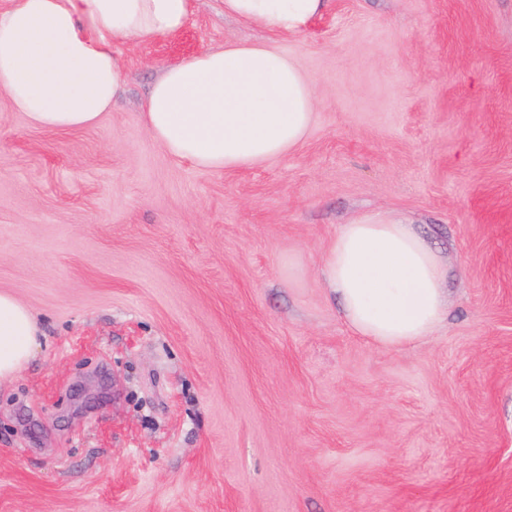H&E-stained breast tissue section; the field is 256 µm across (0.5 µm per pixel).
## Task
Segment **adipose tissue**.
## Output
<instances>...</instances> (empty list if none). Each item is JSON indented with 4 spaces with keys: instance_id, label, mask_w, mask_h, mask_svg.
I'll return each instance as SVG.
<instances>
[{
    "instance_id": "adipose-tissue-1",
    "label": "adipose tissue",
    "mask_w": 512,
    "mask_h": 512,
    "mask_svg": "<svg viewBox=\"0 0 512 512\" xmlns=\"http://www.w3.org/2000/svg\"><path fill=\"white\" fill-rule=\"evenodd\" d=\"M328 0H224L225 15L270 41L225 43L163 66L142 105L150 136L207 170L260 165L296 149L315 118L313 80L275 43L304 33ZM196 0H7L0 6V89L38 129L89 128L111 111L123 72L116 39L137 44L187 26ZM324 272L349 329L378 346L424 343L448 315L445 265L412 225L369 215L340 225ZM31 310L0 293V379L31 359Z\"/></svg>"
}]
</instances>
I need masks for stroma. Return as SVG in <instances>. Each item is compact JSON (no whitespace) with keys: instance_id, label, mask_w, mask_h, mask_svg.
Instances as JSON below:
<instances>
[{"instance_id":"35a3bbf8","label":"stroma","mask_w":512,"mask_h":512,"mask_svg":"<svg viewBox=\"0 0 512 512\" xmlns=\"http://www.w3.org/2000/svg\"><path fill=\"white\" fill-rule=\"evenodd\" d=\"M267 38L197 0L114 44L92 128L0 90V291L40 328L0 382V512H512V0H331L278 40L314 79L300 146L168 156L141 119L161 66ZM371 214L448 267L423 344L354 334L327 285Z\"/></svg>"}]
</instances>
